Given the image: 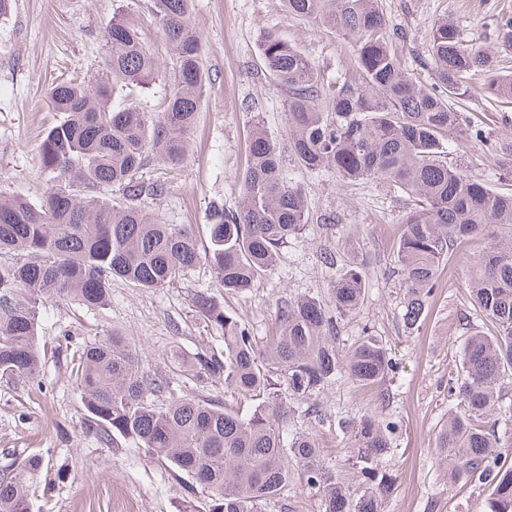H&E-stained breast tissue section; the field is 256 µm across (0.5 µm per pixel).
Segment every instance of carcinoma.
<instances>
[{
    "mask_svg": "<svg viewBox=\"0 0 512 512\" xmlns=\"http://www.w3.org/2000/svg\"><path fill=\"white\" fill-rule=\"evenodd\" d=\"M288 14L309 18L353 37L359 83L326 82L288 41H260L265 72L288 95V138L301 169L331 172L345 183L388 182L412 207L396 245L405 288L403 320L415 327L457 244L480 242L470 261V296L491 323L463 344L461 372L448 395L461 410L448 414L436 451L453 461L454 476L490 490L489 512H512V466L493 453L496 436L486 419L501 379L512 376V193L495 190L449 158L448 140L462 132L455 103L485 76L484 96L512 103V71L496 64L512 50V18L495 50L474 47L455 25L432 27L428 52L436 81L417 85L384 33L375 0H284ZM191 0H153L159 30L173 51V84L160 115L134 105L112 108L117 91L146 88L160 66L137 25L117 13L103 33L104 59L88 84L58 82L47 99L59 120L39 150L49 179L44 200L33 205L0 193V374L36 375L37 303L73 299L92 308L106 303L112 279L136 288H165L197 268H207L227 293H246L278 263L283 244L308 223L301 189L283 173L274 142L257 125L249 137L242 201L235 210L214 207L208 243L191 224H166L141 204L167 193V184L140 170L149 155L178 165L187 155L202 92L211 81L202 43L191 20ZM365 272L341 267L328 286L330 306L301 296L283 307L279 333L260 346L214 296L194 297L198 316L224 330V350L202 352L196 374L224 376V384L251 398L244 414L204 401L173 398L158 407L149 395L163 383L142 370L120 336L72 352L82 391L86 428L103 442L120 435L171 463L209 492L208 512H261L288 487L294 464L316 489L323 512H381L394 485L381 462L391 449L394 423L364 414L353 433L356 465L365 487L345 489L319 457L314 437H289L283 423L291 403L319 413L311 399L344 374L361 386L380 383L393 370L388 349L362 336L350 354L336 351L339 320L365 297ZM41 458L31 456L0 473V512H29Z\"/></svg>",
    "mask_w": 512,
    "mask_h": 512,
    "instance_id": "carcinoma-1",
    "label": "carcinoma"
}]
</instances>
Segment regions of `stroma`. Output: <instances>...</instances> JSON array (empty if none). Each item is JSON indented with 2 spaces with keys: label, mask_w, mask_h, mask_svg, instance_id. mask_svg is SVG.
<instances>
[{
  "label": "stroma",
  "mask_w": 512,
  "mask_h": 512,
  "mask_svg": "<svg viewBox=\"0 0 512 512\" xmlns=\"http://www.w3.org/2000/svg\"><path fill=\"white\" fill-rule=\"evenodd\" d=\"M377 4L387 37L423 86L435 81L427 45L436 21L449 19L468 44L493 48L501 15H512V0ZM117 10L134 18L161 71L150 88L131 97L115 95L112 104L160 113L172 76L171 50L155 22L152 0H15L11 15L0 18V191L41 201L48 176L39 167L38 150L54 120L46 92L64 78L92 79L103 53L102 31ZM192 22L214 82L203 93L184 162L171 166L153 160L143 168V176L165 179L169 186L167 195L145 201L144 209L168 224L193 225L198 238H205L212 206L233 210L240 202L249 134L260 124L276 143L286 175L305 196L309 223L283 246L276 269L244 294L224 292L212 272L201 268L167 288L146 290L113 280L108 303L96 309L73 300H43L38 332L43 370L31 378L0 376V467L11 458L41 456L32 512H206V490L177 475L167 461L149 458L132 439L119 436L107 445L86 430L70 354L117 333L145 370L167 379L168 388L154 395L156 403L205 399L247 411L248 401L223 378L176 374L169 366L172 351L189 361L224 347L221 331L198 319L194 296L213 294L262 344L275 336L281 306L303 295H326L336 276L335 266L323 261L331 252L338 264L355 261L367 272L363 304L340 322L338 353L346 354L359 337L376 336L395 367L373 387L338 379L319 394V416L296 410L286 433L312 434L323 462L358 491L363 484L351 434L337 422L365 412L378 415L395 424L393 447L383 461L395 485L383 512H487V490L474 482H450L447 460L433 451L448 421V381L459 370L463 342L488 325L467 282L468 264L480 244L453 251L420 328L407 329L402 274L395 262L407 216L404 194L386 183L348 186L334 174L299 169L288 143L287 95L259 68V42L273 32L299 48L325 79L352 83L357 78L352 39L289 15L283 0H193ZM460 109L487 145L512 143V105L496 106L476 94ZM449 149L489 186L503 189L512 183L492 155L461 139L450 141ZM264 512H322L321 496L296 472L284 496L266 504Z\"/></svg>",
  "instance_id": "stroma-1"
}]
</instances>
